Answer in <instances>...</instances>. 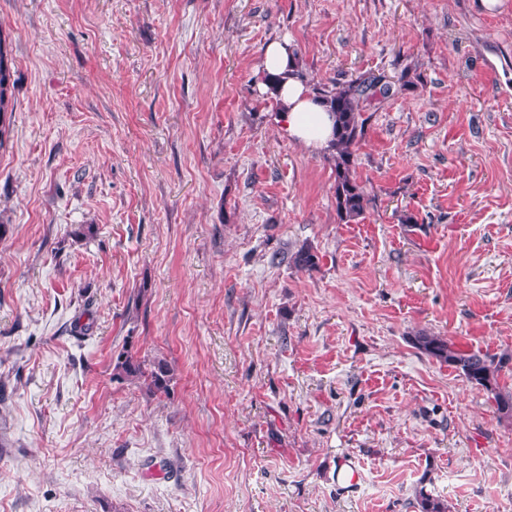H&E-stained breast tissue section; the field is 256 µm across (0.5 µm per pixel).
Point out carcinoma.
I'll use <instances>...</instances> for the list:
<instances>
[{
	"mask_svg": "<svg viewBox=\"0 0 512 512\" xmlns=\"http://www.w3.org/2000/svg\"><path fill=\"white\" fill-rule=\"evenodd\" d=\"M11 77L10 43L0 31V118L14 110ZM312 91L333 118V139L328 159L335 174L336 213L341 222L356 223L363 218L370 201L366 187L354 177V147L363 136L365 127L363 104L388 98L392 86L380 75H369L330 90L315 85ZM289 262L301 270H311L317 265V256L309 249L300 250L289 257ZM414 344L421 352L453 368L472 386L490 395L498 421L512 425V389L499 381L502 371L512 372L511 354L496 356L462 350L449 340L426 334L414 337ZM115 370L126 380L149 378L155 393H165L169 389L171 369L164 360L154 362L152 369L147 371L137 358L126 351L117 357ZM415 498L419 512H447L445 503L422 487L416 490Z\"/></svg>",
	"mask_w": 512,
	"mask_h": 512,
	"instance_id": "obj_1",
	"label": "carcinoma"
}]
</instances>
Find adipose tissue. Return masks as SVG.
<instances>
[{
    "instance_id": "adipose-tissue-1",
    "label": "adipose tissue",
    "mask_w": 512,
    "mask_h": 512,
    "mask_svg": "<svg viewBox=\"0 0 512 512\" xmlns=\"http://www.w3.org/2000/svg\"><path fill=\"white\" fill-rule=\"evenodd\" d=\"M291 51L287 43L270 42L264 52L260 90H269L267 76L279 77L276 90H271L277 103L278 120L288 136L303 144L306 148L317 151L327 148L332 139V121L323 104L314 93L300 81L287 77L286 71Z\"/></svg>"
}]
</instances>
